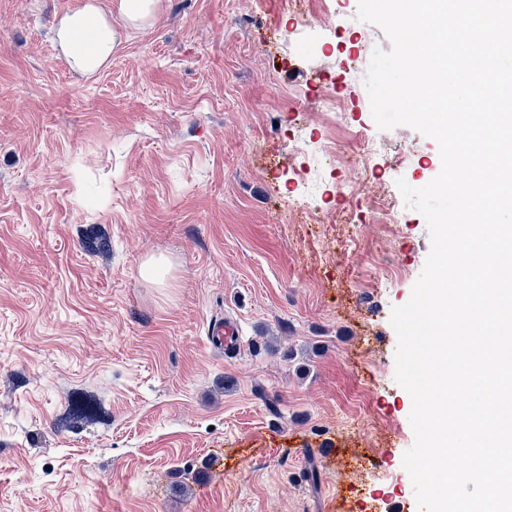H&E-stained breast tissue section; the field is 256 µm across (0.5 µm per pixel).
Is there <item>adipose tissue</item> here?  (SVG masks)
Returning a JSON list of instances; mask_svg holds the SVG:
<instances>
[{"label": "adipose tissue", "instance_id": "ef3b65f1", "mask_svg": "<svg viewBox=\"0 0 512 512\" xmlns=\"http://www.w3.org/2000/svg\"><path fill=\"white\" fill-rule=\"evenodd\" d=\"M158 4L159 0H117L111 8L101 0H82L75 10L55 20L54 44L73 70L97 74L111 65L119 43L113 18H120L125 28L141 29L153 23Z\"/></svg>", "mask_w": 512, "mask_h": 512}]
</instances>
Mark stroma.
<instances>
[{
  "label": "stroma",
  "mask_w": 512,
  "mask_h": 512,
  "mask_svg": "<svg viewBox=\"0 0 512 512\" xmlns=\"http://www.w3.org/2000/svg\"><path fill=\"white\" fill-rule=\"evenodd\" d=\"M80 2L0 0V512H420L390 316L431 240L383 209L441 158L372 117L354 58L390 40L358 0H309L342 36L323 59L284 0H161L150 27L113 20L85 77L50 35ZM326 87L344 123L316 109ZM328 135L385 154L290 161ZM307 189L328 223L290 212ZM225 315L229 357L206 335ZM78 398L96 419L61 427ZM239 323L233 318H224V321H215L209 326V334L213 336L219 344H224V352L232 351L238 345L240 338Z\"/></svg>",
  "instance_id": "stroma-1"
}]
</instances>
